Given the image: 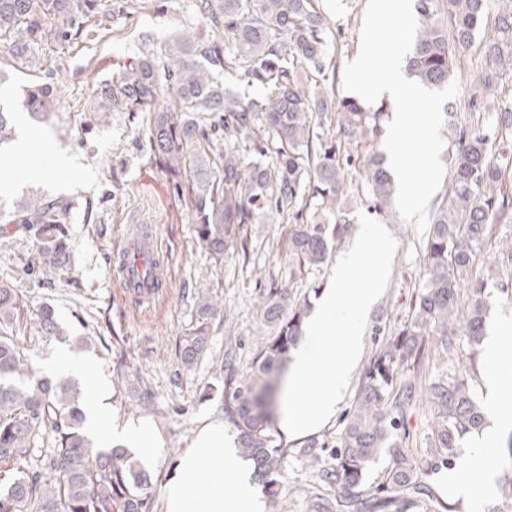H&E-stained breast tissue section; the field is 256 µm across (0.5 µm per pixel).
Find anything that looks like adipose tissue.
Returning a JSON list of instances; mask_svg holds the SVG:
<instances>
[{"label":"adipose tissue","instance_id":"obj_1","mask_svg":"<svg viewBox=\"0 0 512 512\" xmlns=\"http://www.w3.org/2000/svg\"><path fill=\"white\" fill-rule=\"evenodd\" d=\"M53 367L80 378L89 394L85 403V427L101 447L121 442L146 453L156 447L158 439L152 430L116 423L108 405L109 389L87 362L62 353L54 360ZM228 480L235 488L229 500L224 497V483ZM244 503L248 504L249 512H265V505L251 484L248 466L225 441L223 430L203 428L168 486L165 512H237L238 506Z\"/></svg>","mask_w":512,"mask_h":512}]
</instances>
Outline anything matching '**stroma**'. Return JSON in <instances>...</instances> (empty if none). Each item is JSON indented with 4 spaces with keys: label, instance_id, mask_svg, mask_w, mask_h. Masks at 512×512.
I'll use <instances>...</instances> for the list:
<instances>
[{
    "label": "stroma",
    "instance_id": "35a3bbf8",
    "mask_svg": "<svg viewBox=\"0 0 512 512\" xmlns=\"http://www.w3.org/2000/svg\"><path fill=\"white\" fill-rule=\"evenodd\" d=\"M367 0H318L327 21L326 41L337 68L352 61L359 48V33ZM117 13L113 22L93 40L77 44L45 46L44 70L59 83L58 105L45 121L31 118L20 90L26 75L14 76L16 85L7 103L20 120L17 134H38L49 153L68 159L51 178L27 179L19 171L0 165V211L8 210L20 197L40 193L73 202L71 211V264L63 270H45L33 241L16 233L11 249L0 252V279L10 281L18 294L19 314L14 324L18 343L24 346L35 368H43L55 354L69 350L73 338L85 337L89 347L79 356L93 362L97 374L110 387L114 419L129 426H145L158 437V446L142 460L152 473L149 512H165V491L178 463L188 453L196 434L206 426H219L227 439H234L233 426L224 422V356L234 352L241 366H248L266 330L257 308L258 293L269 281L290 288L295 297L316 303L328 287L331 265L315 270L300 269L288 257L292 221L269 217L266 223L246 225V242L214 260L196 249L188 206L153 167L137 124L127 113H112L108 123L86 128L84 115L94 101L96 83L111 74L120 61L140 52L144 42L163 45L175 31L186 27L201 30L194 0H105ZM486 69L481 42L456 63L459 92L454 108L444 114L441 131L445 141L454 138L456 125H482L492 130L500 108L512 106V81L488 97L481 111L468 101L477 93V78ZM383 139L363 138L352 148L345 170L357 192L356 207L374 215V203L364 188V160L382 150ZM153 232L154 244L169 278L150 302L135 305L114 277V260L121 254L135 225ZM388 229L398 243L391 276L383 295L372 305L363 335L362 353L351 375L349 388L335 415L313 436L335 443L350 409L364 369L375 351V327L399 325L412 294L425 279L424 236L399 220ZM483 283L493 306L487 321L495 329L512 317V223L495 227L481 258L460 292L458 321H465L472 302V283ZM212 294L223 309L208 325L210 342L192 368L178 357L179 338L194 322L199 297ZM55 306L66 330L54 338L39 335L32 312L43 303ZM482 352L459 349L440 355L430 375L466 373L477 395H484L491 372ZM149 388L151 406H141L138 394Z\"/></svg>",
    "mask_w": 512,
    "mask_h": 512
}]
</instances>
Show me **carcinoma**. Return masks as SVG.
<instances>
[{
  "label": "carcinoma",
  "instance_id": "cac0c4a2",
  "mask_svg": "<svg viewBox=\"0 0 512 512\" xmlns=\"http://www.w3.org/2000/svg\"><path fill=\"white\" fill-rule=\"evenodd\" d=\"M489 2L417 0L419 25L404 60L407 74L429 89L446 86L456 56L480 33ZM498 2V25L483 42L492 63L478 78L485 93L512 77V0ZM194 7L210 28L208 38L184 29L159 49L143 48L97 82L90 111L99 120L109 112L141 115L150 160L186 200L204 254L221 259L240 229L277 214L298 220L288 238L289 256L304 269L319 268L352 223L353 194L340 149L379 133L386 106L336 96L328 83L335 66L326 21L316 0H195ZM110 19L99 0H0V86L9 79L6 67L35 74L42 70V46L87 40ZM227 72L266 94L242 97L225 88ZM23 93L33 118L56 108L48 74ZM332 111L336 139L322 122ZM14 137L15 118L1 107L0 148ZM453 146L448 183L424 245L427 277L403 322L378 343L331 454L315 438L290 448L274 438L271 427L283 369L303 338L307 303L271 281L258 300L267 334L248 369L238 371L234 355L226 354L224 420L236 431L238 455L252 464L254 481L273 503L280 502L288 457L297 453L315 466L303 493L306 512H457L428 477L450 466L463 442L482 430L486 410L464 377L424 383L422 373L429 350L482 342L489 305L483 284L474 286L460 329L455 309L463 276L479 259L493 225L512 222V160L499 150L495 135L479 126L459 129ZM364 166L369 194L382 211L395 181L378 151L368 154ZM72 207L46 196L16 203L0 215V247L12 238L6 225L13 224L31 235L44 267L68 266ZM18 308L16 289L0 280V467L18 474L0 486V512H146L150 471L135 453L106 450L87 436L78 386L37 375L10 331ZM220 311L207 296L197 303L196 327L179 341L185 367L206 351V325ZM33 324L42 336L67 335L49 304L33 312ZM422 399L436 411V461L418 460L406 446L405 420ZM383 456V480L368 494L363 486ZM508 461L511 475L501 477L499 494L512 504V447Z\"/></svg>",
  "mask_w": 512,
  "mask_h": 512
}]
</instances>
